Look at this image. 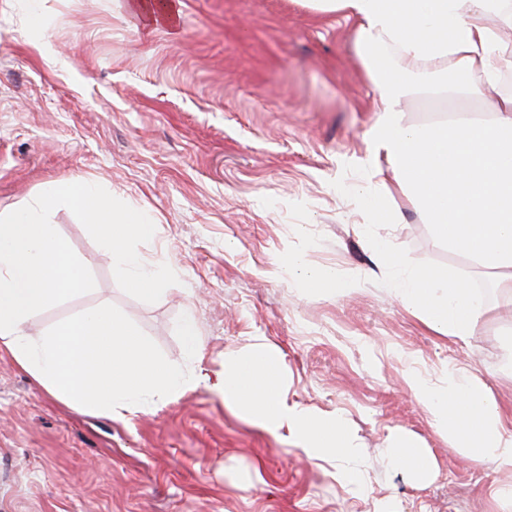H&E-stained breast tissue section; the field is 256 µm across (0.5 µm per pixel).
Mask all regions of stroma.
Instances as JSON below:
<instances>
[{
    "label": "stroma",
    "mask_w": 512,
    "mask_h": 512,
    "mask_svg": "<svg viewBox=\"0 0 512 512\" xmlns=\"http://www.w3.org/2000/svg\"><path fill=\"white\" fill-rule=\"evenodd\" d=\"M126 2L0 0V215L51 185L95 183L155 218L139 251L180 282L152 304L129 296L59 206L51 221L95 288L35 314L27 332L112 304L179 365L175 326L191 309L212 375L265 337L282 354L288 403L343 413L359 436L366 489L215 394L112 419L68 407L4 356L0 512H373L377 501L393 512H502L492 492L512 475L462 461L405 379L466 369L512 418V380L499 375L512 297L494 289L491 270L437 242L399 192L368 204L378 115L352 24L307 0H181L175 21L148 25ZM33 3L37 29L26 23ZM381 242L405 267L467 272L485 300L470 343L394 298ZM291 252L347 272L355 290L302 295L284 270ZM397 429L430 449L433 482L389 466Z\"/></svg>",
    "instance_id": "1"
}]
</instances>
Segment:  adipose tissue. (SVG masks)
Listing matches in <instances>:
<instances>
[{
	"instance_id": "adipose-tissue-1",
	"label": "adipose tissue",
	"mask_w": 512,
	"mask_h": 512,
	"mask_svg": "<svg viewBox=\"0 0 512 512\" xmlns=\"http://www.w3.org/2000/svg\"><path fill=\"white\" fill-rule=\"evenodd\" d=\"M314 2L355 23V51L374 80L380 114L371 130L373 161H385L437 241L495 270L498 288L512 294V95L501 97L490 122L456 116L415 125L400 108L417 85L454 91L459 102L497 85L512 65V42L490 21L502 15L504 0ZM288 275L307 295L342 296L356 286L346 273L310 266L299 253L289 254ZM394 294L440 334L464 340L480 330L484 304L464 276L413 270ZM407 384L462 459L512 471V423L483 381L452 368L441 383L411 374ZM386 459L418 484L436 474L429 450L400 430L389 438Z\"/></svg>"
}]
</instances>
